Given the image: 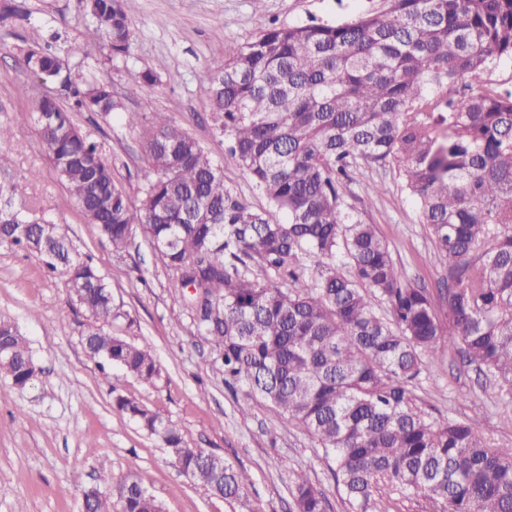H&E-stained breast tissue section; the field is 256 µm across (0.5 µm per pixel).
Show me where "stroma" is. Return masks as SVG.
I'll return each mask as SVG.
<instances>
[{"label": "stroma", "mask_w": 512, "mask_h": 512, "mask_svg": "<svg viewBox=\"0 0 512 512\" xmlns=\"http://www.w3.org/2000/svg\"><path fill=\"white\" fill-rule=\"evenodd\" d=\"M27 4L28 22L0 28V124L12 129L4 145L12 162L0 169V196L15 210L61 226L75 250L91 257L127 314L113 323V334L151 343L162 380L152 387L117 369L104 379L82 346L90 319L70 301L64 279L49 275L37 254L0 246V320L12 322L27 339L39 368L22 389L0 380V512H80L83 489L111 487L120 474L134 475L164 512H246L245 505L195 485L160 442L113 410L116 391L176 423L186 447L232 463L250 502L263 512H290L292 468L305 471L324 493L327 512H348L332 475L335 464L311 436L259 399L250 414L239 413L243 392L227 389L222 372L206 366L219 353L196 334L172 286L174 275L151 243L138 233L125 250L115 251L86 221L52 171L37 132L34 104L50 85L29 75L19 57L22 48L45 44L59 32L56 47L76 73L111 81L127 111L146 117L166 113L222 166L228 188L263 208L266 200L228 153L212 120L204 85L235 48L265 26L343 22L379 7V0H136L131 52L115 64L107 62L105 47L82 45L81 33L90 23L84 0ZM146 69L157 72V83L128 95L132 78ZM71 118L104 144L116 179L138 199L144 164L139 131L118 115L104 120L75 112ZM380 179L388 192L369 196L367 184ZM346 202L355 216L376 226L412 282L433 293L442 287L447 271L395 173L361 167ZM411 390L428 418L475 421L491 445L512 447V393L467 366L458 350L444 349Z\"/></svg>", "instance_id": "1"}]
</instances>
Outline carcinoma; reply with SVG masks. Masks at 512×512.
Returning <instances> with one entry per match:
<instances>
[{"mask_svg":"<svg viewBox=\"0 0 512 512\" xmlns=\"http://www.w3.org/2000/svg\"><path fill=\"white\" fill-rule=\"evenodd\" d=\"M135 0H86L85 45L107 60L131 48ZM29 18L0 0V25ZM512 60V0H384L336 24L270 26L234 50L204 93L229 152L268 203L224 184L222 167L165 113L142 123L112 85L74 73L47 46L24 69L62 91L35 103L53 172L116 250L140 232L173 271L192 324L210 338L224 384L264 400L336 464L350 512H389L380 489L432 499L440 512H512V447H492L471 421H432L410 383L445 346L512 390V91L484 75ZM158 81L133 78L137 93ZM72 112L124 113L141 128L138 203L115 179L104 145ZM389 166L448 267L441 301L414 286L372 224L347 210L358 162ZM0 245L37 253L93 320L86 356L105 373L156 386L152 346L106 327L126 317L99 270L60 228L0 213ZM311 266L300 265L301 259ZM281 278L290 287L268 282ZM27 340L0 321V378L31 383ZM115 410L157 437L194 483L228 501L248 490L229 462L184 446L180 429L111 388ZM293 512H326L323 493L289 471ZM82 512H162L132 475L83 492Z\"/></svg>","mask_w":512,"mask_h":512,"instance_id":"1","label":"carcinoma"}]
</instances>
